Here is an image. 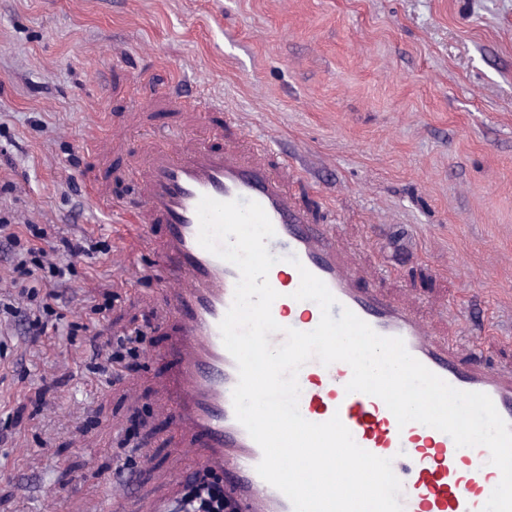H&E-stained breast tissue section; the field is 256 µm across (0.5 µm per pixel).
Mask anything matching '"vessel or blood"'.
Instances as JSON below:
<instances>
[{
  "label": "vessel or blood",
  "instance_id": "obj_1",
  "mask_svg": "<svg viewBox=\"0 0 512 512\" xmlns=\"http://www.w3.org/2000/svg\"><path fill=\"white\" fill-rule=\"evenodd\" d=\"M133 174L141 188L137 203L112 204L100 189L88 196L87 206L111 217L119 255L131 227L146 242L149 225H162L153 269L168 335L159 393L183 448L203 470L223 477L242 512H293V506L258 475L262 451L235 417L238 368L219 325L239 271L198 242L197 206L204 196L253 200L266 211L275 229L267 245L278 261L268 280L278 293L271 307L278 324L302 332L318 326L314 302L292 297L300 269H307L336 298L333 317L347 308L377 334L402 338L412 356L454 388L488 394L512 424V364L497 366L488 356L463 352L415 301L386 293L378 284L379 267L363 263L292 190L300 173L287 157L248 148L238 137L218 149L176 140L148 151ZM351 377L346 363L308 361L298 373L301 415L313 423L339 416L361 448L391 459L404 512H481L497 475L488 449L457 447L448 434L417 422L399 425L380 398L346 392Z\"/></svg>",
  "mask_w": 512,
  "mask_h": 512
}]
</instances>
